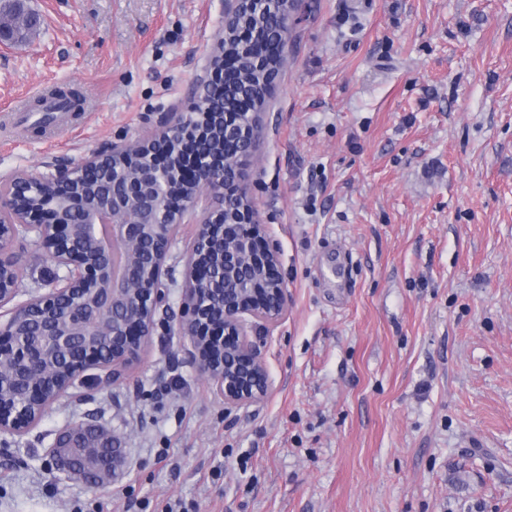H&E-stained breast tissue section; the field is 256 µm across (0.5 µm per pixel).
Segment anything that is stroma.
Instances as JSON below:
<instances>
[{"instance_id": "1", "label": "stroma", "mask_w": 512, "mask_h": 512, "mask_svg": "<svg viewBox=\"0 0 512 512\" xmlns=\"http://www.w3.org/2000/svg\"><path fill=\"white\" fill-rule=\"evenodd\" d=\"M0 109L84 97L48 137L0 125V175L76 164L191 107L224 0H29ZM248 167L288 310L271 388L235 407L156 327L125 379L0 434V512H512V0H303ZM169 249L179 306L186 249ZM119 438L120 474L45 464L64 427Z\"/></svg>"}]
</instances>
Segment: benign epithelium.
<instances>
[{"label":"benign epithelium","mask_w":512,"mask_h":512,"mask_svg":"<svg viewBox=\"0 0 512 512\" xmlns=\"http://www.w3.org/2000/svg\"><path fill=\"white\" fill-rule=\"evenodd\" d=\"M0 13V44L20 43L36 26L22 0ZM254 8L288 28L295 10L282 0H226L224 22ZM224 32L195 89L189 112H169L132 142L113 143L81 163L46 173L18 169L0 177V433L23 435L71 389L91 391L124 378L171 323L188 357L232 405L266 398L270 383L260 336L288 307L280 253L259 222L245 187L266 126L262 112L203 111L222 104ZM242 148L213 147L210 118ZM217 200L197 224L186 258L179 311L166 304L168 249L184 215L202 197ZM244 200L233 224L224 215ZM47 258L49 291L17 303L24 270ZM65 270L59 274L58 270ZM118 439L86 423L66 426L47 451L50 469L102 482L118 462Z\"/></svg>","instance_id":"obj_1"}]
</instances>
